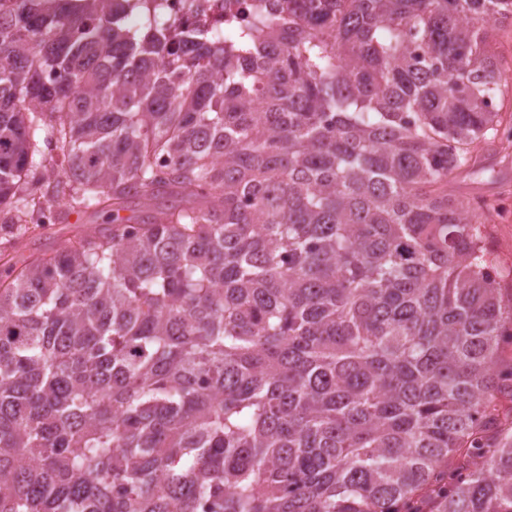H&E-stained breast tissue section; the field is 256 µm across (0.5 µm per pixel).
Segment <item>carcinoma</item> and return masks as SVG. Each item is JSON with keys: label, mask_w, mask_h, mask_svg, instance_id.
Returning <instances> with one entry per match:
<instances>
[{"label": "carcinoma", "mask_w": 512, "mask_h": 512, "mask_svg": "<svg viewBox=\"0 0 512 512\" xmlns=\"http://www.w3.org/2000/svg\"><path fill=\"white\" fill-rule=\"evenodd\" d=\"M130 7L0 0V512H512V303L448 194L512 0ZM221 0H195L191 21L211 24L217 19L222 21L224 6ZM205 21V22H204ZM72 219H77L72 222ZM110 219L107 213L96 211L94 209L86 210L80 214L73 213L69 216L68 222L64 224H54L44 231L43 235L28 239L23 242L26 246H22L19 256L36 258L45 251H51L63 247L68 239L79 232H99L107 227Z\"/></svg>", "instance_id": "cac0c4a2"}]
</instances>
